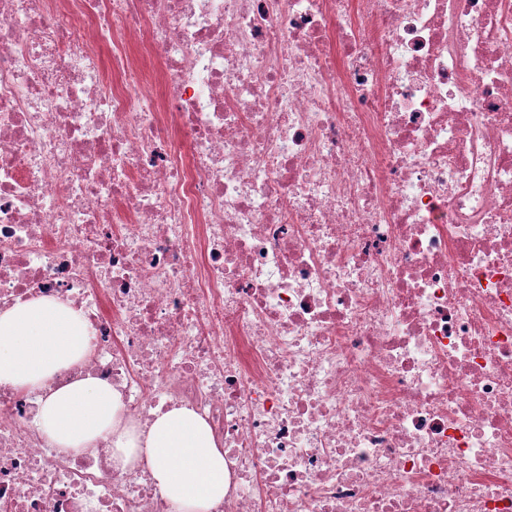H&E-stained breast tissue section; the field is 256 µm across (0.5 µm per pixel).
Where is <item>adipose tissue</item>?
Masks as SVG:
<instances>
[{"label":"adipose tissue","mask_w":512,"mask_h":512,"mask_svg":"<svg viewBox=\"0 0 512 512\" xmlns=\"http://www.w3.org/2000/svg\"><path fill=\"white\" fill-rule=\"evenodd\" d=\"M87 325L65 304L42 298L0 312V385L42 388L84 358ZM119 394L106 382L85 377L40 399L41 430L63 450L112 439V459L133 468L146 458L151 476L177 512H209L225 493L224 451L208 423L187 407L156 412L148 428L120 429Z\"/></svg>","instance_id":"1"}]
</instances>
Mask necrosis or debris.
<instances>
[{"instance_id":"obj_1","label":"necrosis or debris","mask_w":512,"mask_h":512,"mask_svg":"<svg viewBox=\"0 0 512 512\" xmlns=\"http://www.w3.org/2000/svg\"><path fill=\"white\" fill-rule=\"evenodd\" d=\"M42 297L91 351L0 386V512H175L39 428L87 376L207 421L210 512H512V0H0V310Z\"/></svg>"}]
</instances>
